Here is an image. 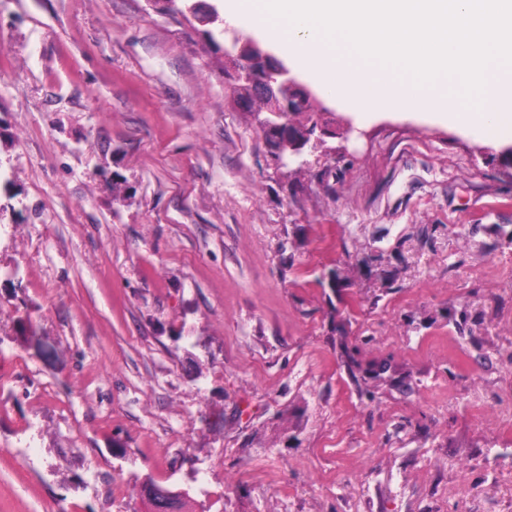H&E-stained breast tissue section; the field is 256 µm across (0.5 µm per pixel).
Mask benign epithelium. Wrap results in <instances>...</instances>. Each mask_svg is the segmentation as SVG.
<instances>
[{
	"label": "benign epithelium",
	"mask_w": 512,
	"mask_h": 512,
	"mask_svg": "<svg viewBox=\"0 0 512 512\" xmlns=\"http://www.w3.org/2000/svg\"><path fill=\"white\" fill-rule=\"evenodd\" d=\"M239 37H233L224 44V74L233 77L238 88V103L244 106L258 102L260 111L267 112V119L262 129L276 135L279 142L278 157L280 164L285 165L289 156L298 153L300 147L289 142L283 128L288 126V113L293 107L307 108L313 104L311 96L294 86L288 76V70L271 54L261 52L260 58L247 62L242 58ZM152 512H179L181 501L171 494L155 487L147 489Z\"/></svg>",
	"instance_id": "benign-epithelium-1"
}]
</instances>
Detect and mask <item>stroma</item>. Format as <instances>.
I'll return each mask as SVG.
<instances>
[{
	"mask_svg": "<svg viewBox=\"0 0 512 512\" xmlns=\"http://www.w3.org/2000/svg\"><path fill=\"white\" fill-rule=\"evenodd\" d=\"M220 7L0 0V512H512V143L281 165ZM149 489L146 490L148 499L151 505L152 512H178L181 506V501L173 497L171 494L160 490L165 489L159 485L152 484ZM159 488V489H158ZM167 490V489H165Z\"/></svg>",
	"mask_w": 512,
	"mask_h": 512,
	"instance_id": "obj_1",
	"label": "stroma"
}]
</instances>
